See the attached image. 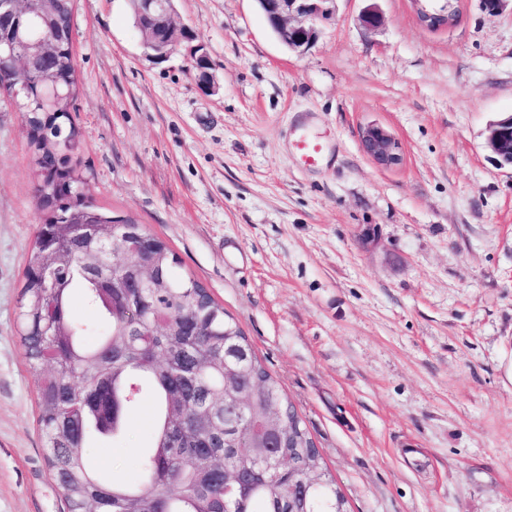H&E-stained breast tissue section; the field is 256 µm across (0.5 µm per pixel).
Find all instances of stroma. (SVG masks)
<instances>
[{"label": "stroma", "instance_id": "stroma-1", "mask_svg": "<svg viewBox=\"0 0 512 512\" xmlns=\"http://www.w3.org/2000/svg\"><path fill=\"white\" fill-rule=\"evenodd\" d=\"M331 9L295 53L255 0H175L194 40L160 62L128 0H74L77 190L163 239L237 322L349 512H512V170L486 145L512 113V8L461 0L436 31L411 0ZM195 43L215 91L192 73ZM370 124L401 165L363 152ZM299 131L326 145L320 164L296 162ZM36 185L24 116L0 93V512H66L18 323L52 214ZM152 424L146 401L87 462L132 479Z\"/></svg>", "mask_w": 512, "mask_h": 512}]
</instances>
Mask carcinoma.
Wrapping results in <instances>:
<instances>
[{
    "label": "carcinoma",
    "instance_id": "obj_1",
    "mask_svg": "<svg viewBox=\"0 0 512 512\" xmlns=\"http://www.w3.org/2000/svg\"><path fill=\"white\" fill-rule=\"evenodd\" d=\"M61 96L54 104L41 106L34 88L18 89L23 99L29 142L37 178L65 164L60 151L72 148L78 132L70 118L76 91L74 57L65 51L55 60ZM68 189L57 193V210L46 223L63 220L73 210L90 203L72 192L79 176L72 167L65 172ZM147 256L155 263L171 287L157 288L143 301L129 295L128 288L112 289V306L99 297L97 282L80 268V256L64 258L58 272V285L42 299V290L31 276L37 246H32L25 271L24 292L32 300L22 313V343L30 366L38 371L51 357L54 370L42 375L37 389L38 423L46 439L47 466L60 485L68 512H82L90 503L97 512H117L128 506L130 512H295L298 501L289 490L288 472L265 470L255 458L239 455L237 449L253 447L256 434L248 422L231 425L228 442L218 450L232 466L250 470L245 489L236 485L218 487L204 476L202 463L189 452L177 453L171 440V387L190 372L198 375L208 397L220 400L232 385L214 370L218 360L229 352L236 355L240 372L238 383L259 381L258 401L275 399L282 414L277 432V452L287 455L299 466L320 473V482L308 492L307 512H336V503L347 509V500L325 466L323 456L311 437L305 421L294 405L282 398L277 382L255 355L247 337L224 308L199 281L175 273L178 263L168 244L153 237ZM80 291L85 303L99 313L92 323L76 320L71 312L74 291ZM193 315L199 325L197 336L181 335L180 320ZM53 320L59 333L50 343L37 327ZM112 374V391L124 398V412L132 411L144 395L154 399V426L148 449L139 454L138 475L128 482L105 479L90 468L82 454L93 437L115 440L128 430L121 418L107 431L97 426L94 414L75 409L79 387L74 380L90 384L96 376Z\"/></svg>",
    "mask_w": 512,
    "mask_h": 512
}]
</instances>
